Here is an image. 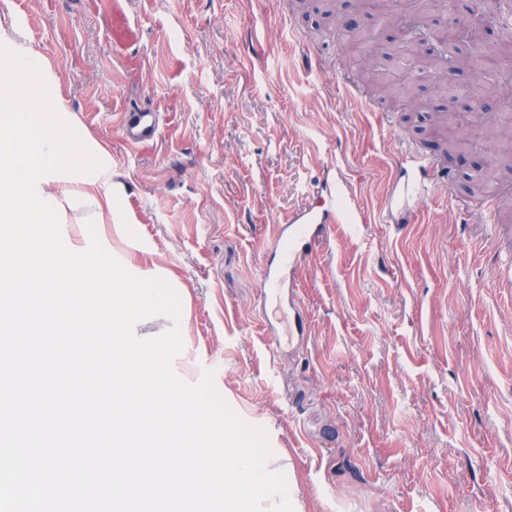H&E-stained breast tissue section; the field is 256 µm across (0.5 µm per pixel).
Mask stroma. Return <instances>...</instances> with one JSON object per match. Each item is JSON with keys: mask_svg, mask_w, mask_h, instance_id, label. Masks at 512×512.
<instances>
[{"mask_svg": "<svg viewBox=\"0 0 512 512\" xmlns=\"http://www.w3.org/2000/svg\"><path fill=\"white\" fill-rule=\"evenodd\" d=\"M7 46L115 174V225L96 230L133 275L181 301L188 382L213 370L245 422L269 437L271 471L300 512H512V225L464 223L421 198L405 224L382 214L401 145L435 159L459 200L478 178L504 195L491 146L445 154L427 115L361 89L314 5L290 0H0ZM265 45L250 56L252 37ZM158 112L149 145L125 112ZM342 188L357 219L308 262L291 312L261 299L274 225L322 211ZM302 333L269 350L264 328Z\"/></svg>", "mask_w": 512, "mask_h": 512, "instance_id": "1", "label": "stroma"}]
</instances>
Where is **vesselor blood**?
Returning a JSON list of instances; mask_svg holds the SVG:
<instances>
[{
    "mask_svg": "<svg viewBox=\"0 0 512 512\" xmlns=\"http://www.w3.org/2000/svg\"><path fill=\"white\" fill-rule=\"evenodd\" d=\"M158 129V113L139 109L130 112L124 120V140L133 145H146L154 140ZM402 162L412 170L411 178L399 191L402 208H410L415 200L429 191L449 189L451 175L440 170L430 159L417 154H406L403 155ZM345 219L346 213L339 207L334 208L328 217L303 210L293 214L287 223L278 225L273 247L279 253L281 263L275 267L269 265L264 268L262 277L267 289H275L287 279H299L309 257L323 241L330 225L343 223Z\"/></svg>",
    "mask_w": 512,
    "mask_h": 512,
    "instance_id": "obj_1",
    "label": "vessel or blood"
}]
</instances>
